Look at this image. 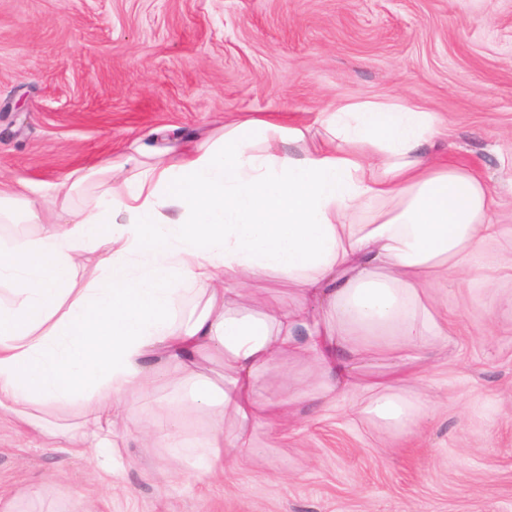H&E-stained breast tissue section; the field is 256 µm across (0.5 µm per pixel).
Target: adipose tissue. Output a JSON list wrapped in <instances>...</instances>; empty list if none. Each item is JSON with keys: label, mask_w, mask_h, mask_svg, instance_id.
<instances>
[{"label": "adipose tissue", "mask_w": 512, "mask_h": 512, "mask_svg": "<svg viewBox=\"0 0 512 512\" xmlns=\"http://www.w3.org/2000/svg\"><path fill=\"white\" fill-rule=\"evenodd\" d=\"M303 124L225 122L220 135L142 142L96 171L83 208L0 187V222L42 224L0 241V410L44 425L31 405L77 403L88 429L73 447L107 449L102 419L126 417L159 375L188 382L192 408L224 413L196 467L224 466V426L239 448L254 425H289L318 406L368 396L367 413L406 429L411 397L447 340L442 298L503 234L481 176L434 151L444 124L397 103L348 102ZM296 287L240 298L259 279ZM195 301L180 306L182 297ZM298 354L313 392L272 400L264 379ZM381 369L369 378L368 366Z\"/></svg>", "instance_id": "ef3b65f1"}]
</instances>
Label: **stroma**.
Listing matches in <instances>:
<instances>
[{
	"mask_svg": "<svg viewBox=\"0 0 512 512\" xmlns=\"http://www.w3.org/2000/svg\"><path fill=\"white\" fill-rule=\"evenodd\" d=\"M344 101L410 103L447 121L438 150L475 169L512 225V0H0V180L58 206L56 184L159 127L225 116L303 120ZM512 256L506 242L448 281L450 340L426 372L432 403L386 430L299 407L255 426L223 471L199 475L214 414L159 377L131 421L179 420L180 449L117 426L115 457L69 448L78 407L0 414V512H512ZM497 280L485 288V277Z\"/></svg>",
	"mask_w": 512,
	"mask_h": 512,
	"instance_id": "1",
	"label": "stroma"
}]
</instances>
